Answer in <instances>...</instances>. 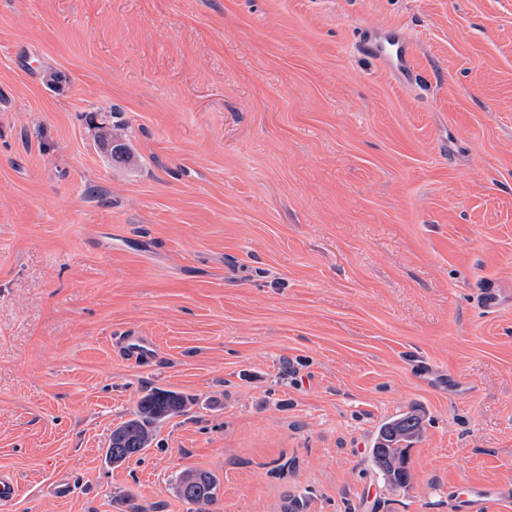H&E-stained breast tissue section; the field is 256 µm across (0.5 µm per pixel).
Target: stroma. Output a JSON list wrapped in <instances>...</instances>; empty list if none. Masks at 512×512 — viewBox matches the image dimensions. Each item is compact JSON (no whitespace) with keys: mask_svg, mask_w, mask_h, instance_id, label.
I'll return each mask as SVG.
<instances>
[{"mask_svg":"<svg viewBox=\"0 0 512 512\" xmlns=\"http://www.w3.org/2000/svg\"><path fill=\"white\" fill-rule=\"evenodd\" d=\"M382 25L415 85L356 50ZM490 281L512 289V0H0V512H450L512 483ZM128 332L152 366L114 354ZM156 388L190 402L110 464ZM409 409L394 488L369 452ZM112 346L115 352L140 366H149L156 361L155 344L148 336H114ZM422 434V418L414 410L400 413L380 425L370 461L387 484L402 487L409 483L411 444ZM219 482L209 473L185 472L178 483V493L188 502L205 505L212 503L217 495ZM452 512H488L493 503L510 502L512 485L467 483L448 489Z\"/></svg>","mask_w":512,"mask_h":512,"instance_id":"1","label":"stroma"}]
</instances>
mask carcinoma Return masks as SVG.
<instances>
[{
	"label": "carcinoma",
	"instance_id": "1",
	"mask_svg": "<svg viewBox=\"0 0 512 512\" xmlns=\"http://www.w3.org/2000/svg\"><path fill=\"white\" fill-rule=\"evenodd\" d=\"M189 398L180 392L157 389L146 393L137 404L133 417L112 431L106 451L114 464H122L142 453L152 439L153 425L185 410ZM422 418L415 411L400 413L377 430L371 450V464L387 484L402 487L409 483L411 444L422 437ZM219 482L209 473L185 472L178 493L188 502L205 505L217 495Z\"/></svg>",
	"mask_w": 512,
	"mask_h": 512
}]
</instances>
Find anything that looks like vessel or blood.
Segmentation results:
<instances>
[{
  "label": "vessel or blood",
  "mask_w": 512,
  "mask_h": 512,
  "mask_svg": "<svg viewBox=\"0 0 512 512\" xmlns=\"http://www.w3.org/2000/svg\"><path fill=\"white\" fill-rule=\"evenodd\" d=\"M357 48L377 59L399 84L416 83L415 46L405 28H365L360 33ZM112 346L122 357L141 366L152 365L156 360L155 344L147 336H116ZM449 495L451 512H489L493 503L512 500V485L467 483L451 488Z\"/></svg>",
  "instance_id": "obj_1"
}]
</instances>
